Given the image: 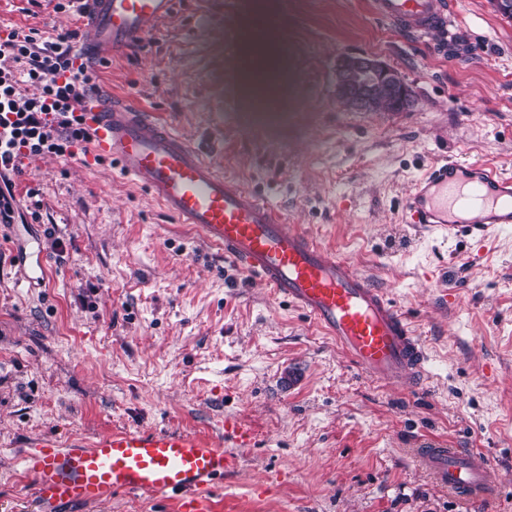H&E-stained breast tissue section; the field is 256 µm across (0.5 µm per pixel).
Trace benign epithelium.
<instances>
[{
  "label": "benign epithelium",
  "mask_w": 512,
  "mask_h": 512,
  "mask_svg": "<svg viewBox=\"0 0 512 512\" xmlns=\"http://www.w3.org/2000/svg\"><path fill=\"white\" fill-rule=\"evenodd\" d=\"M336 99L357 111L407 112L414 104L410 86L399 73L369 55H343L335 67Z\"/></svg>",
  "instance_id": "benign-epithelium-1"
}]
</instances>
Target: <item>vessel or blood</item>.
Here are the masks:
<instances>
[{"label": "vessel or blood", "mask_w": 512, "mask_h": 512, "mask_svg": "<svg viewBox=\"0 0 512 512\" xmlns=\"http://www.w3.org/2000/svg\"><path fill=\"white\" fill-rule=\"evenodd\" d=\"M82 6L81 57L105 62L170 15L175 0H77ZM373 13L395 31L447 41L462 26L456 0H372ZM94 149L146 191L179 224L197 232L226 260L287 300L331 336L359 371L387 383H418L429 356L397 301L351 263L320 247L257 193L220 174L174 130L132 103L95 100L88 114ZM407 223L443 237H485L512 226V175L478 162L444 159L417 180L405 199ZM253 431L233 417L224 439L192 434L115 431L91 443L38 441L23 456L43 512L91 505L118 493L178 498L181 512H207L203 497L234 471ZM438 481L481 499L497 494L487 462L472 453L427 448Z\"/></svg>", "instance_id": "1"}]
</instances>
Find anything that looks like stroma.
<instances>
[{"label":"stroma","instance_id":"stroma-1","mask_svg":"<svg viewBox=\"0 0 512 512\" xmlns=\"http://www.w3.org/2000/svg\"><path fill=\"white\" fill-rule=\"evenodd\" d=\"M58 0H0V37L80 31ZM451 59L403 37L371 0H175L97 68L99 92L177 130L234 184L267 197L409 312L430 360L414 388L353 367L300 311L175 221L94 153L42 155L14 175L0 223V512H39L19 457L41 438L115 430L254 433L210 512H512V229L451 240L402 221L433 160L512 169V19L461 0ZM281 54L270 104L242 82L240 28ZM371 55L415 95L358 112L335 96L340 56ZM462 448L497 472L494 501L439 486L417 449ZM65 512H179L117 494Z\"/></svg>","mask_w":512,"mask_h":512}]
</instances>
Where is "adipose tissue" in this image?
<instances>
[{"instance_id": "ef3b65f1", "label": "adipose tissue", "mask_w": 512, "mask_h": 512, "mask_svg": "<svg viewBox=\"0 0 512 512\" xmlns=\"http://www.w3.org/2000/svg\"><path fill=\"white\" fill-rule=\"evenodd\" d=\"M245 60L243 81L248 90L258 98L267 96L273 87L280 62L279 46L267 30H244L240 42Z\"/></svg>"}]
</instances>
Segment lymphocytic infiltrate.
Instances as JSON below:
<instances>
[{
  "instance_id": "lymphocytic-infiltrate-1",
  "label": "lymphocytic infiltrate",
  "mask_w": 512,
  "mask_h": 512,
  "mask_svg": "<svg viewBox=\"0 0 512 512\" xmlns=\"http://www.w3.org/2000/svg\"><path fill=\"white\" fill-rule=\"evenodd\" d=\"M74 32L49 40L11 32L0 39V178L19 173L27 156L71 154L90 141L83 112L94 89V76L77 62L71 41ZM26 62L28 83L40 93L23 96L12 69Z\"/></svg>"
}]
</instances>
